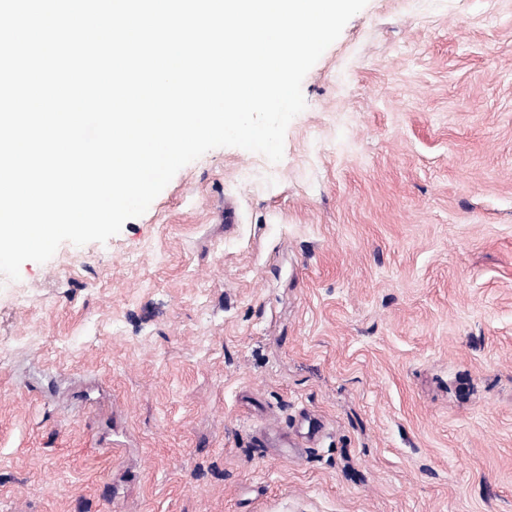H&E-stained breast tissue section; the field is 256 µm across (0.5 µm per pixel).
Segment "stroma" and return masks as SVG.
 <instances>
[{
    "label": "stroma",
    "instance_id": "stroma-1",
    "mask_svg": "<svg viewBox=\"0 0 512 512\" xmlns=\"http://www.w3.org/2000/svg\"><path fill=\"white\" fill-rule=\"evenodd\" d=\"M302 92L0 275V512H512V0H368Z\"/></svg>",
    "mask_w": 512,
    "mask_h": 512
}]
</instances>
